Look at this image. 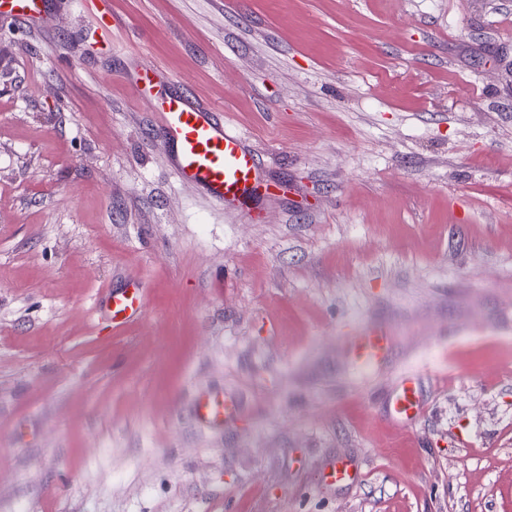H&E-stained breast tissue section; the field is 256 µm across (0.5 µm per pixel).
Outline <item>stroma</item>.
<instances>
[{"instance_id": "35a3bbf8", "label": "stroma", "mask_w": 512, "mask_h": 512, "mask_svg": "<svg viewBox=\"0 0 512 512\" xmlns=\"http://www.w3.org/2000/svg\"><path fill=\"white\" fill-rule=\"evenodd\" d=\"M107 5L0 17V512H512V0ZM139 61L272 194L180 182ZM109 311L112 325H123L141 314L145 306L144 287L140 282L133 283L121 293L109 298ZM385 340V336L375 334L374 336H364L352 343V349L363 368H373L384 356ZM233 410V405L228 400L204 395L196 402L195 415L202 422L218 425L223 423Z\"/></svg>"}]
</instances>
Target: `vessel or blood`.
<instances>
[{"instance_id":"1","label":"vessel or blood","mask_w":512,"mask_h":512,"mask_svg":"<svg viewBox=\"0 0 512 512\" xmlns=\"http://www.w3.org/2000/svg\"><path fill=\"white\" fill-rule=\"evenodd\" d=\"M48 0H0V14L25 20L45 18ZM171 77L164 71L140 66L129 84L134 97L151 99L157 127L171 149L174 171L183 183L202 188L209 200L244 208L269 188L257 176L256 162L244 137L228 126L220 113L196 103L181 91L171 90ZM145 306L144 287L130 288L111 295L109 311L113 325H123L141 314ZM384 337L357 339L352 349L359 364L373 368L385 353ZM233 412L225 399L201 396L196 402L198 420L218 425Z\"/></svg>"}]
</instances>
